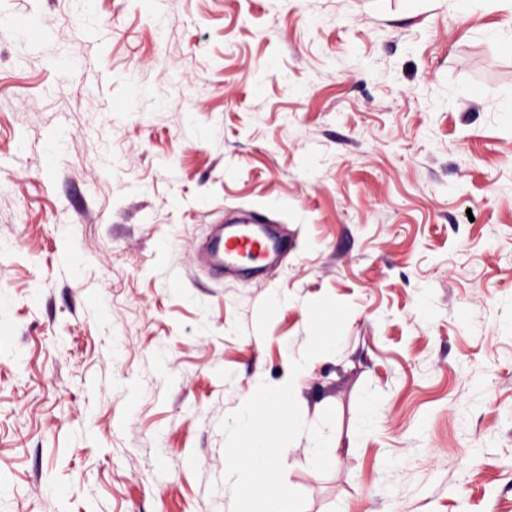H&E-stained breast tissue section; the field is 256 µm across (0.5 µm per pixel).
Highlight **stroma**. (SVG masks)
<instances>
[{
  "instance_id": "obj_1",
  "label": "stroma",
  "mask_w": 512,
  "mask_h": 512,
  "mask_svg": "<svg viewBox=\"0 0 512 512\" xmlns=\"http://www.w3.org/2000/svg\"><path fill=\"white\" fill-rule=\"evenodd\" d=\"M511 37L512 0H0V512H231L221 422L325 295L304 512H512ZM257 211L280 264L198 260Z\"/></svg>"
}]
</instances>
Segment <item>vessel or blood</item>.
<instances>
[{"instance_id": "vessel-or-blood-1", "label": "vessel or blood", "mask_w": 512, "mask_h": 512, "mask_svg": "<svg viewBox=\"0 0 512 512\" xmlns=\"http://www.w3.org/2000/svg\"><path fill=\"white\" fill-rule=\"evenodd\" d=\"M281 242L261 227L260 218L244 224L222 225L203 244V259L220 272L242 269L243 255H253L252 272H259L264 264L281 250Z\"/></svg>"}]
</instances>
